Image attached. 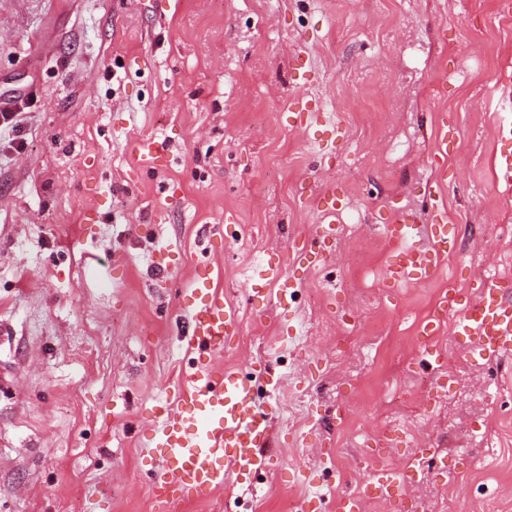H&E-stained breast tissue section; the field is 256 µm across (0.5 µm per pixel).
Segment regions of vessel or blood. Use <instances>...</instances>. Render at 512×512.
<instances>
[{"label":"vessel or blood","mask_w":512,"mask_h":512,"mask_svg":"<svg viewBox=\"0 0 512 512\" xmlns=\"http://www.w3.org/2000/svg\"><path fill=\"white\" fill-rule=\"evenodd\" d=\"M338 189L326 191L318 201L325 217L318 224L304 260L318 264L326 260L336 239ZM386 240L398 247V259L386 270L387 285L434 275L438 263L458 242L456 225L447 223L442 198H433L428 226L419 216L400 210L385 221ZM278 282V300H286L292 287L275 264L266 262L251 280L252 294L264 292ZM187 346L197 356L189 374L190 388L176 406L163 410L152 428L149 445L164 456L167 467L151 480L159 512H177L186 501H208L223 488L228 473L243 477L267 469L273 429L270 413L256 406L253 387L236 372L215 369L210 358L223 351L235 329L236 318L222 296L212 290L208 272H199L187 299ZM460 348L479 360H490L512 350V282L486 280L467 303L455 325ZM377 449H401L402 470L370 482L363 495L340 499L337 512H363L365 500L386 502L390 512H409L405 497L408 484L422 480L426 451L404 447L392 434L381 435Z\"/></svg>","instance_id":"vessel-or-blood-1"}]
</instances>
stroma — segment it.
Wrapping results in <instances>:
<instances>
[{
  "instance_id": "obj_1",
  "label": "stroma",
  "mask_w": 512,
  "mask_h": 512,
  "mask_svg": "<svg viewBox=\"0 0 512 512\" xmlns=\"http://www.w3.org/2000/svg\"><path fill=\"white\" fill-rule=\"evenodd\" d=\"M317 132L288 125L292 98ZM29 106L0 152V512H155L152 406L176 404L193 356L183 295L208 269L238 324L215 367L271 363L257 387L272 467L229 476L179 512H336L369 478L385 431L429 449L418 512H512V352L479 364L453 335L459 301L512 278V16L499 0H0V97ZM455 125L445 157L441 122ZM345 130L336 151L314 139ZM347 196L327 262L295 243ZM458 250L423 284L383 286L378 224L423 212L431 187ZM96 223H88L90 211ZM295 277L256 308L262 260ZM444 369L418 332L440 294ZM452 379L434 398L436 383ZM447 460V470L436 467Z\"/></svg>"
}]
</instances>
